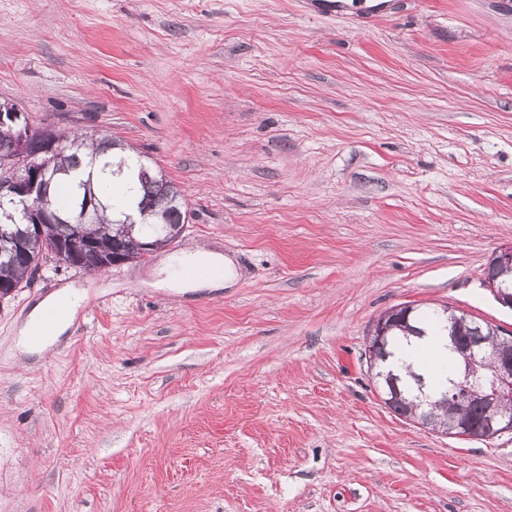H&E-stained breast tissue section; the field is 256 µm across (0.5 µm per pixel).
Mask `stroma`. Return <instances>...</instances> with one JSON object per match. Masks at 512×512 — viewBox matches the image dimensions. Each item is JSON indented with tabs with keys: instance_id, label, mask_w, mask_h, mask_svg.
<instances>
[{
	"instance_id": "obj_1",
	"label": "stroma",
	"mask_w": 512,
	"mask_h": 512,
	"mask_svg": "<svg viewBox=\"0 0 512 512\" xmlns=\"http://www.w3.org/2000/svg\"><path fill=\"white\" fill-rule=\"evenodd\" d=\"M144 153L194 213L0 301V512H512V433L393 413L373 321L447 304L512 243V0H0V102ZM192 246L240 275L154 285ZM85 299L43 357L33 306ZM83 300L82 292L71 286H65L37 303L28 318L18 328L16 351L24 355L42 356L68 330L73 315ZM57 302L66 303L67 315L56 322L50 333H46L42 329V319Z\"/></svg>"
}]
</instances>
